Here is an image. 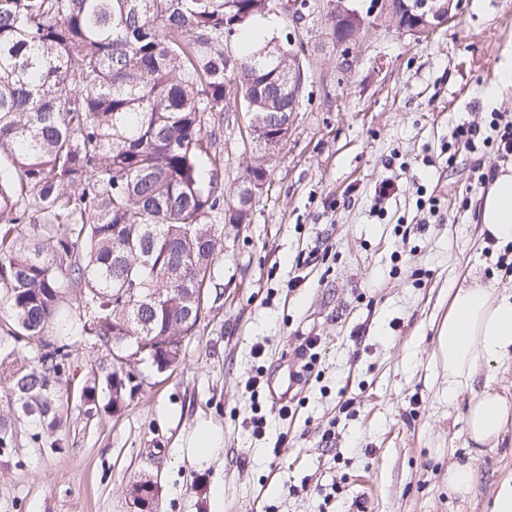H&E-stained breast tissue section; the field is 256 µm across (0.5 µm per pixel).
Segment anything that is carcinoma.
Segmentation results:
<instances>
[{"label": "carcinoma", "mask_w": 512, "mask_h": 512, "mask_svg": "<svg viewBox=\"0 0 512 512\" xmlns=\"http://www.w3.org/2000/svg\"><path fill=\"white\" fill-rule=\"evenodd\" d=\"M289 0H0V288L14 335L5 381L12 425L56 421L71 325L112 355L109 402H123L135 362L123 336H144L153 366L179 365L183 340L223 296L213 276L223 194L199 160L212 113H252L270 139L243 183L266 178L288 130L290 44L268 41L235 62L224 32ZM234 86V92L226 90Z\"/></svg>", "instance_id": "1"}]
</instances>
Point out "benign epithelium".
Segmentation results:
<instances>
[{
	"label": "benign epithelium",
	"mask_w": 512,
	"mask_h": 512,
	"mask_svg": "<svg viewBox=\"0 0 512 512\" xmlns=\"http://www.w3.org/2000/svg\"><path fill=\"white\" fill-rule=\"evenodd\" d=\"M346 0H329L327 8L336 20L348 24L346 36L336 38L340 45L354 42L364 22L359 13L344 5ZM459 0H386L385 18L389 26L402 17L406 24L398 32L411 35L421 41L428 38L437 29L455 19Z\"/></svg>",
	"instance_id": "7a95c632"
}]
</instances>
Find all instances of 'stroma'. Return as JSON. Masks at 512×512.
I'll return each instance as SVG.
<instances>
[{
  "label": "stroma",
  "instance_id": "stroma-1",
  "mask_svg": "<svg viewBox=\"0 0 512 512\" xmlns=\"http://www.w3.org/2000/svg\"><path fill=\"white\" fill-rule=\"evenodd\" d=\"M309 2L297 21L269 13L263 31L291 39L306 89L250 223L224 227L223 297L185 339L180 366L135 363L117 411L101 383L95 406L80 404L90 367L112 356L68 336L56 425L19 423L0 449V512H132L128 491L144 477L158 512H485L512 477V423L482 447L466 425L474 397L512 402V358L452 401L438 341L451 292L470 277L512 291L505 248L477 217L479 177L503 162L492 120L512 119V90H495L512 53V0H461L423 42L389 29L383 0H348L365 22L348 46L334 40L326 0ZM472 123L480 140L456 143L457 126ZM245 125L239 111L211 121L219 162L206 172L228 202L250 160ZM310 337L322 340L316 374L280 418L270 391ZM253 378L262 438L245 391ZM203 424L223 438L207 456L193 447ZM466 461L477 479L462 498L448 468Z\"/></svg>",
  "mask_w": 512,
  "mask_h": 512
}]
</instances>
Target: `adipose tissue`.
I'll use <instances>...</instances> for the list:
<instances>
[{"instance_id": "adipose-tissue-1", "label": "adipose tissue", "mask_w": 512, "mask_h": 512, "mask_svg": "<svg viewBox=\"0 0 512 512\" xmlns=\"http://www.w3.org/2000/svg\"><path fill=\"white\" fill-rule=\"evenodd\" d=\"M479 220L490 239L512 242V165L499 168L481 202ZM448 367V394L468 388L493 361L512 357V293L496 294L480 283L456 289L448 323L439 334ZM512 421V403L496 395L478 397L467 413V433L478 444L495 440Z\"/></svg>"}]
</instances>
